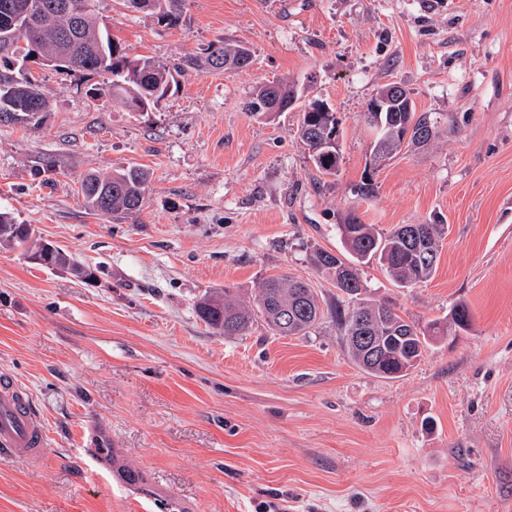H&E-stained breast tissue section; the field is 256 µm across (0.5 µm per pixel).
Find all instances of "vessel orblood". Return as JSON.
<instances>
[{
  "mask_svg": "<svg viewBox=\"0 0 512 512\" xmlns=\"http://www.w3.org/2000/svg\"><path fill=\"white\" fill-rule=\"evenodd\" d=\"M48 436L29 392L7 372L0 373V457L40 460Z\"/></svg>",
  "mask_w": 512,
  "mask_h": 512,
  "instance_id": "obj_1",
  "label": "vessel or blood"
}]
</instances>
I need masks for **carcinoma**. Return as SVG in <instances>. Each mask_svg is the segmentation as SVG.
I'll use <instances>...</instances> for the list:
<instances>
[{"mask_svg":"<svg viewBox=\"0 0 512 512\" xmlns=\"http://www.w3.org/2000/svg\"><path fill=\"white\" fill-rule=\"evenodd\" d=\"M68 1L73 13L60 4ZM98 0H0V119L29 123L46 111L48 99L39 80L26 62L62 59L55 68L112 74L106 92L112 101L131 112H142L164 99L176 84L175 75L185 66L241 70L249 66L251 50L243 45H210L170 68L151 57L130 58L125 48L109 34L98 16ZM186 0H149L146 11L167 26L181 20ZM397 84L389 83L371 98L362 121L374 134L375 148L388 160L402 148L425 145L434 135L437 121L427 113L402 111V105L385 104L382 99L394 94ZM301 96L285 82L264 83L256 87L245 102L247 111L262 116L286 112ZM299 138L307 146L316 170L334 176L341 163L336 149L339 121L331 106L319 99L301 104ZM148 173L138 166L113 172L89 173L81 180L80 192L85 207L92 213L114 220L140 211L144 204ZM17 227L20 233L7 241L23 249L32 259L38 242L26 224L0 212V227ZM344 254L321 251L314 256L315 266L336 282L340 296L325 306L317 293L301 281L284 275L263 280L252 296L242 299L232 288L206 293L196 303L197 316L226 337L243 336L257 322L277 336H306L329 315L339 329L347 357L361 370L376 377L395 379L407 375L421 361L430 342L456 329L471 327V315L463 303L454 305L443 319L421 328L404 319L394 306L366 296L362 268L377 262L390 279L402 288L429 281L436 272L445 224H402L389 233L364 224L351 213L339 225Z\"/></svg>","mask_w":512,"mask_h":512,"instance_id":"obj_1","label":"carcinoma"}]
</instances>
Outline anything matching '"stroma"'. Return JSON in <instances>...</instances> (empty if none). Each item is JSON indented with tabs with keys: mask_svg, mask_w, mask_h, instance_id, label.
Returning a JSON list of instances; mask_svg holds the SVG:
<instances>
[{
	"mask_svg": "<svg viewBox=\"0 0 512 512\" xmlns=\"http://www.w3.org/2000/svg\"><path fill=\"white\" fill-rule=\"evenodd\" d=\"M128 56L168 65L242 44L248 68H188L146 112L92 95L103 76L34 67L49 109L0 121V210L99 272L92 284L0 246V369L30 393L49 439L37 464L0 458V512H512V0H187L177 26L99 0ZM284 80L333 106L343 162L318 174L298 109L253 117ZM404 85L438 120L430 145L356 186L361 114ZM145 168L144 209L115 221L78 192L90 171ZM389 232L447 224L434 276L400 288L365 268L370 298L419 324L466 303L471 327L405 377L369 375L331 318L306 336L203 323L205 292L265 277L332 280L348 214ZM134 472L107 476L113 458Z\"/></svg>",
	"mask_w": 512,
	"mask_h": 512,
	"instance_id": "obj_1",
	"label": "stroma"
}]
</instances>
